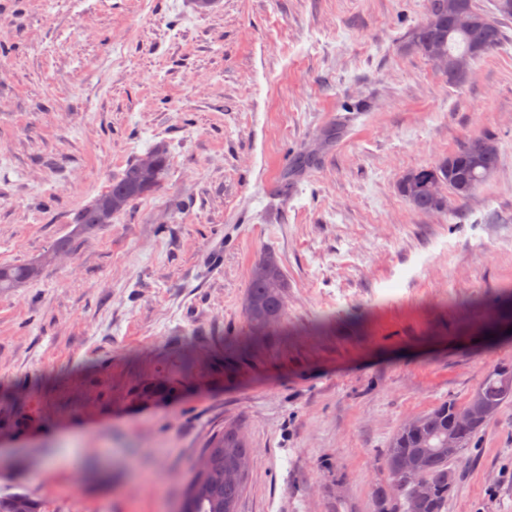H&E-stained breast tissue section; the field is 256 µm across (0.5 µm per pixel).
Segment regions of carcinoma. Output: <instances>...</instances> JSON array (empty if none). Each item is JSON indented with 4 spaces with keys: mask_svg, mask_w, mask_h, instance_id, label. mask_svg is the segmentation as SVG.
I'll list each match as a JSON object with an SVG mask.
<instances>
[{
    "mask_svg": "<svg viewBox=\"0 0 512 512\" xmlns=\"http://www.w3.org/2000/svg\"><path fill=\"white\" fill-rule=\"evenodd\" d=\"M450 0H427V18L415 26L409 43L430 58L449 85L462 87L467 81L454 76L460 59L468 63L498 49L504 43L502 25L512 20V12L498 11L491 16L474 0H462L466 10L480 23L465 29L448 26ZM499 145L490 138H474L435 163L405 173L400 194L421 213L444 211L436 185L448 184L457 200L469 198L495 172ZM169 171V154L162 144L127 164L107 189L75 209L73 229L57 240L41 257L22 265H0V291L20 288L35 279L43 266L71 249V239L93 233L101 224L138 200L155 193ZM288 283L283 269L272 254H266L254 267L245 295V313L250 324L278 322L285 310ZM512 400V366L490 367L461 404L450 398L433 409L402 424L387 448L385 465L391 476V491L404 501H412L416 512H446L448 497L457 482L456 463L465 458L478 442L482 431L495 419L502 406ZM252 449L233 425L224 429L205 450L207 464L191 478L181 512H236L237 502L251 463ZM27 512H38V504L26 493L0 496V512H13L18 504Z\"/></svg>",
    "mask_w": 512,
    "mask_h": 512,
    "instance_id": "obj_1",
    "label": "carcinoma"
}]
</instances>
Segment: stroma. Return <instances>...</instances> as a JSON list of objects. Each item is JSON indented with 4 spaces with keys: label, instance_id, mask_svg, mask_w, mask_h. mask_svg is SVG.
<instances>
[{
    "label": "stroma",
    "instance_id": "obj_1",
    "mask_svg": "<svg viewBox=\"0 0 512 512\" xmlns=\"http://www.w3.org/2000/svg\"><path fill=\"white\" fill-rule=\"evenodd\" d=\"M426 8L0 0L1 265L153 145L170 156L160 191L0 293V493L176 512L234 424L238 512H377L397 428L512 362V334L485 333L512 294V22L459 89L407 47ZM484 136L498 168L471 198L401 197L404 172ZM269 252L285 313L258 333L243 301ZM448 512H512V401Z\"/></svg>",
    "mask_w": 512,
    "mask_h": 512
}]
</instances>
